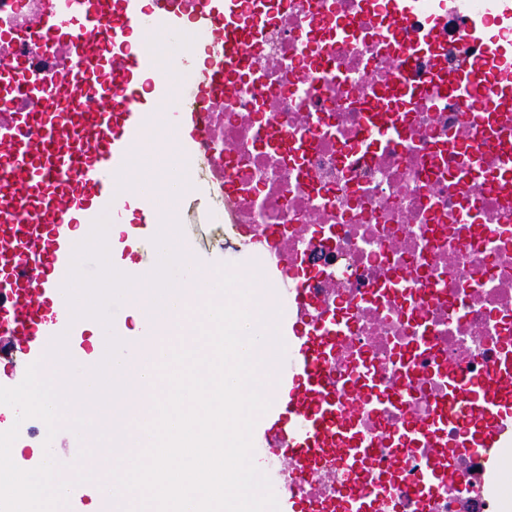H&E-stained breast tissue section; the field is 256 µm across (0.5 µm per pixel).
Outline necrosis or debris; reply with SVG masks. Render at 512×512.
I'll return each instance as SVG.
<instances>
[{"mask_svg":"<svg viewBox=\"0 0 512 512\" xmlns=\"http://www.w3.org/2000/svg\"><path fill=\"white\" fill-rule=\"evenodd\" d=\"M502 2L457 0L434 29L430 0L401 25L386 0L245 5L262 17L254 51L263 76L238 78L213 107L234 190L213 222L269 243L286 287L310 289L320 326L344 319L329 364L337 384L363 368L376 381L347 403L373 445L371 461L350 467L330 456L299 479L317 512L342 497L376 501L379 512H421L427 461L484 420L452 416L416 441L410 429L436 420L449 371L478 380L512 350V95L501 91L512 69H489L470 103L453 93L457 74L483 56L465 32L468 14L512 44ZM382 112L396 119L398 138L371 136ZM396 387L399 402L389 398ZM452 464L463 483L439 482L431 512H503L476 458L459 454Z\"/></svg>","mask_w":512,"mask_h":512,"instance_id":"obj_1","label":"necrosis or debris"}]
</instances>
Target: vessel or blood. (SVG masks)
I'll use <instances>...</instances> for the list:
<instances>
[{
    "mask_svg": "<svg viewBox=\"0 0 512 512\" xmlns=\"http://www.w3.org/2000/svg\"><path fill=\"white\" fill-rule=\"evenodd\" d=\"M260 26L259 17H244L240 0H0V386H17L38 361L56 370L44 355L61 334L74 363L90 369L86 325L72 321L62 286L76 230L91 229L102 215L136 217L115 251L151 245L164 213L156 202L161 188L132 164L144 139L157 154L177 152L183 175L174 193L182 204L223 200L215 166L224 145L212 106L239 74L261 77L250 53ZM172 39L180 40L179 51L158 60L155 43ZM174 99L180 105L173 111ZM168 111L174 139L159 120ZM289 296L280 322L287 355L273 367L282 394L253 434L279 448L266 475L280 512H312L291 474L316 456L348 459L364 445L345 425L322 364L341 340L342 325L318 331L306 319L310 294L294 289ZM111 328L129 348L154 339L149 328L129 335L117 313ZM126 383L112 405L117 419L156 393L140 377ZM460 412L491 416V426L458 449L499 481L512 453V351L482 382L449 377L443 414Z\"/></svg>",
    "mask_w": 512,
    "mask_h": 512,
    "instance_id": "vessel-or-blood-1",
    "label": "vessel or blood"
}]
</instances>
